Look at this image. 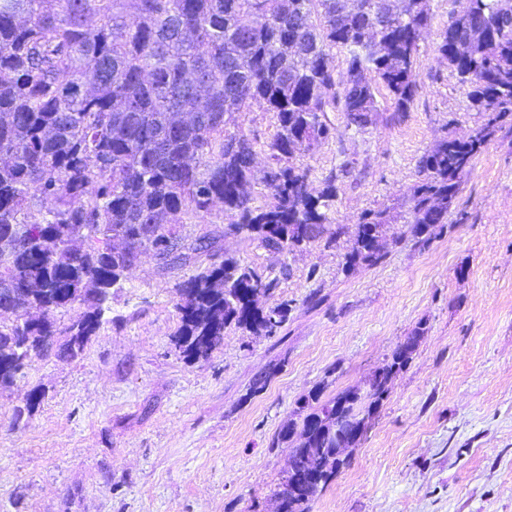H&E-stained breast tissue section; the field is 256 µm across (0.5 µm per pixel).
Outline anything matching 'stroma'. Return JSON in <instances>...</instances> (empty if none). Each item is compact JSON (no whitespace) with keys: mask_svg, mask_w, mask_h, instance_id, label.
<instances>
[{"mask_svg":"<svg viewBox=\"0 0 512 512\" xmlns=\"http://www.w3.org/2000/svg\"><path fill=\"white\" fill-rule=\"evenodd\" d=\"M417 88L391 120V100L366 131L328 113L335 135L301 153L310 182L342 162L335 241L279 254L235 230L223 204L180 234L216 236L223 254L279 274L267 306L288 301L273 336L230 327L208 359L174 345L177 285L199 264L162 267L141 254L82 354L32 358L0 389V512H276L289 450L272 441L310 392L362 385L416 329L370 429L347 450L311 512H512V118L463 176L446 228L410 233L419 160L482 121L436 51L466 0H430ZM389 211L383 260L354 270L345 255L363 214ZM287 275H280V268ZM266 379L252 392L257 379ZM44 396L14 423L27 393Z\"/></svg>","mask_w":512,"mask_h":512,"instance_id":"stroma-1","label":"stroma"}]
</instances>
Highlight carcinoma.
I'll list each match as a JSON object with an SVG mask.
<instances>
[{"instance_id": "1", "label": "carcinoma", "mask_w": 512, "mask_h": 512, "mask_svg": "<svg viewBox=\"0 0 512 512\" xmlns=\"http://www.w3.org/2000/svg\"><path fill=\"white\" fill-rule=\"evenodd\" d=\"M0 0V388L13 384L15 359L47 354L75 358L102 324L103 304L133 266L125 239L154 249L164 265L205 257L210 263L178 285L174 343L187 359L208 357L234 326L274 336L288 303L261 307L279 277L234 257L217 262V237L205 234L183 250L174 230L188 213L199 219L215 202L237 217L261 247L281 253L329 234L336 180L343 163L313 193L296 154L334 130L326 113L341 112L360 130L373 124L377 86L394 111L406 112L416 92L415 69L430 0ZM346 55L348 79L336 82L332 50ZM438 57L485 123L466 138L448 136L420 160L424 182L414 198L411 233L427 242L443 230L448 204L498 121L512 115V0H471L469 14L441 31ZM253 104L273 112L277 130L254 169L255 142L226 130L224 116ZM196 119L183 121L186 113ZM259 184L268 203L253 205L246 188ZM52 207L38 211L39 203ZM386 216L357 224L345 264L374 266L383 258L369 229L383 233ZM85 311L71 316L76 302ZM68 316L66 323L61 317ZM411 358L398 346L384 369ZM357 389L322 403L303 399L301 422L288 420L278 446L308 436L322 448L316 483L307 474L277 492L278 512H310L316 494L342 461L331 449L332 418ZM43 398L31 390L21 422Z\"/></svg>"}]
</instances>
